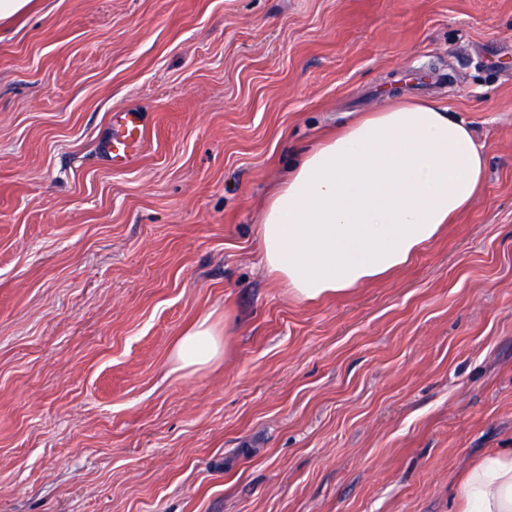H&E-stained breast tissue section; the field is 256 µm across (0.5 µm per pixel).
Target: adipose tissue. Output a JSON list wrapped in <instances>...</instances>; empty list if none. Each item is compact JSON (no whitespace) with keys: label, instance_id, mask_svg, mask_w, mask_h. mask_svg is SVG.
Instances as JSON below:
<instances>
[{"label":"adipose tissue","instance_id":"obj_1","mask_svg":"<svg viewBox=\"0 0 512 512\" xmlns=\"http://www.w3.org/2000/svg\"><path fill=\"white\" fill-rule=\"evenodd\" d=\"M487 175L472 128L433 101L365 113L305 151L270 195L257 228L268 274L303 302L350 292L407 266L465 210ZM202 318L176 342L174 371L219 359ZM462 512H512V450L461 476Z\"/></svg>","mask_w":512,"mask_h":512}]
</instances>
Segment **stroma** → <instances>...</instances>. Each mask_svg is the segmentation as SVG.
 <instances>
[{
	"instance_id": "stroma-1",
	"label": "stroma",
	"mask_w": 512,
	"mask_h": 512,
	"mask_svg": "<svg viewBox=\"0 0 512 512\" xmlns=\"http://www.w3.org/2000/svg\"><path fill=\"white\" fill-rule=\"evenodd\" d=\"M434 98L487 155L394 278L316 303L255 226L297 154ZM144 112L110 165L113 113ZM210 318L221 358L173 371ZM512 448V0H32L0 22V512H457ZM148 137V124L142 112L128 109L112 114L109 131L101 149L112 166H125L142 149Z\"/></svg>"
}]
</instances>
